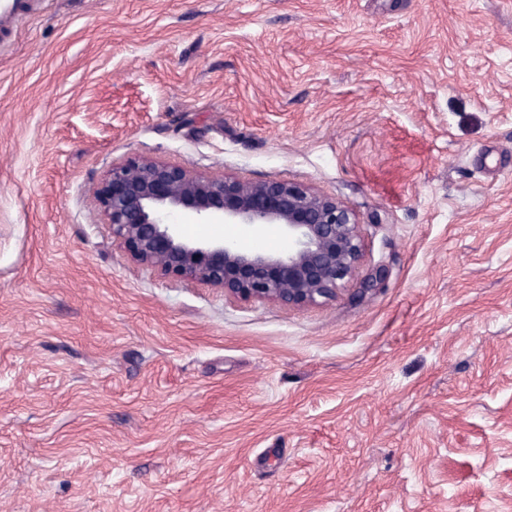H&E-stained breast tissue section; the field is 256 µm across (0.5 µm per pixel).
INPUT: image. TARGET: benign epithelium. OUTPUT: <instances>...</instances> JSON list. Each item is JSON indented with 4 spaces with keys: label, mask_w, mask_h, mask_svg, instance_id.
Wrapping results in <instances>:
<instances>
[{
    "label": "benign epithelium",
    "mask_w": 512,
    "mask_h": 512,
    "mask_svg": "<svg viewBox=\"0 0 512 512\" xmlns=\"http://www.w3.org/2000/svg\"><path fill=\"white\" fill-rule=\"evenodd\" d=\"M93 196L135 262L245 301L302 306L329 299L362 256L354 213L297 183L203 176L139 157L112 167ZM174 211L190 212L201 224L276 225L291 247L266 253L226 239L191 241L180 225L166 222Z\"/></svg>",
    "instance_id": "obj_1"
}]
</instances>
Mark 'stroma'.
I'll list each match as a JSON object with an SVG mask.
<instances>
[{
    "label": "stroma",
    "instance_id": "35a3bbf8",
    "mask_svg": "<svg viewBox=\"0 0 512 512\" xmlns=\"http://www.w3.org/2000/svg\"><path fill=\"white\" fill-rule=\"evenodd\" d=\"M0 30V512H512V0H22ZM134 157L341 200L317 304L134 262Z\"/></svg>",
    "mask_w": 512,
    "mask_h": 512
}]
</instances>
